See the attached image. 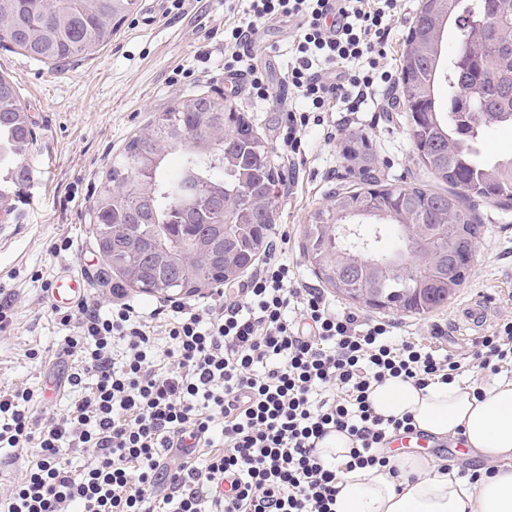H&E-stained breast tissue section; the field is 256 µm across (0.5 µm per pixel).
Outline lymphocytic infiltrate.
<instances>
[{"mask_svg": "<svg viewBox=\"0 0 512 512\" xmlns=\"http://www.w3.org/2000/svg\"><path fill=\"white\" fill-rule=\"evenodd\" d=\"M397 0H249L247 22L224 31L233 49L224 70L271 95L256 65H244L260 24L297 21L288 86L307 105L289 111L281 149L300 158L303 133L322 125L331 102L357 112L392 87L384 65ZM273 253L235 292L218 290L206 314L174 302L158 342L128 303L93 301L62 314L80 364L67 381L80 397L39 418L33 391H0V447L36 449L25 478L0 493L5 512H333L338 472L319 456L330 432L347 433L346 470L389 466L379 448L409 417L374 413L373 384L400 376L418 388L477 368L512 372V318L478 337L467 360L396 337L392 323L339 313L301 284ZM212 448L198 467L197 448ZM91 463L74 477L64 450ZM229 493L218 494L221 482Z\"/></svg>", "mask_w": 512, "mask_h": 512, "instance_id": "obj_1", "label": "lymphocytic infiltrate"}]
</instances>
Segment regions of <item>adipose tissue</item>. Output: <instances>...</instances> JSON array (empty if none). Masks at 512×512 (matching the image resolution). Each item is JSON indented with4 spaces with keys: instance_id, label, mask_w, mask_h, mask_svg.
I'll use <instances>...</instances> for the list:
<instances>
[{
    "instance_id": "ef3b65f1",
    "label": "adipose tissue",
    "mask_w": 512,
    "mask_h": 512,
    "mask_svg": "<svg viewBox=\"0 0 512 512\" xmlns=\"http://www.w3.org/2000/svg\"><path fill=\"white\" fill-rule=\"evenodd\" d=\"M369 399L379 416L408 414L424 433L463 435L475 457L494 465L495 472L471 485L444 463L398 456L392 463L404 475L399 484L384 468L341 474L334 512H512V380H500L479 395L461 381L420 389L391 377L373 385Z\"/></svg>"
}]
</instances>
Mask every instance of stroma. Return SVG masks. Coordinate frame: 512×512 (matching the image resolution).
I'll return each instance as SVG.
<instances>
[{
  "label": "stroma",
  "instance_id": "stroma-1",
  "mask_svg": "<svg viewBox=\"0 0 512 512\" xmlns=\"http://www.w3.org/2000/svg\"><path fill=\"white\" fill-rule=\"evenodd\" d=\"M422 0H398L390 20L387 70L399 74V60ZM247 0H138L137 7L111 41L90 56L54 68L0 44V74L13 82L36 131L28 164L31 179L8 215L0 216V289L11 293V320L0 330V390L27 387L41 395L37 414L63 413L75 399L71 389L51 390L76 364L65 353L71 327L53 314L44 289L62 270L85 279L88 298L103 308L123 299L143 309H162L176 299L203 306L211 289L147 294L110 270L96 247L90 207L95 191L128 140L175 100L194 94L221 93L244 112L265 142L278 174L274 224L269 239L288 235L285 257L297 277L319 288L339 312L395 323L402 337L461 358L471 339L456 324L459 308L470 300H494L492 322L512 318V206L492 202L476 206L483 225L473 268L453 299L425 315L369 309L339 297L316 274L304 255V231L315 211L329 205L336 188L354 184L343 155L347 139L365 135L376 156L373 175L380 185L425 184L408 135L406 104L390 108L386 99L367 103L360 112L335 106L327 112L337 129L335 140L322 127L305 133V154L289 164L278 147L288 109L303 103L285 77L297 47L296 26L282 20L267 24L257 44L256 62L274 97H251L244 84L224 75V30L238 24ZM69 238L70 250L53 252Z\"/></svg>",
  "mask_w": 512,
  "mask_h": 512
}]
</instances>
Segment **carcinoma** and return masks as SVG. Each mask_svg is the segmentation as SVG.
I'll list each match as a JSON object with an SVG mask.
<instances>
[{"label": "carcinoma", "mask_w": 512, "mask_h": 512, "mask_svg": "<svg viewBox=\"0 0 512 512\" xmlns=\"http://www.w3.org/2000/svg\"><path fill=\"white\" fill-rule=\"evenodd\" d=\"M137 0H0V39L24 56L55 67L109 41ZM495 0H423L400 60L405 100L416 106L408 135L427 185L367 190L338 188L305 233L307 258L336 292L375 287L383 308L427 314L448 303L456 285L448 255L463 250L481 225L475 201L512 204V159L489 158L482 142L494 126L512 125V16L499 20L495 43L471 29L466 50L471 84L483 95H458L461 49L446 50L448 26L493 12ZM234 135L217 137L224 128ZM34 130L13 83L0 75V206L30 180L27 161ZM351 175L368 182L375 155L356 134L345 147ZM172 157L177 168L169 167ZM274 171L263 142L224 96L196 94L162 112L145 133L131 138L102 179L95 235L106 265L146 293L197 291L224 285L266 251L275 207ZM361 220V234L380 237L378 254L407 249L413 226L434 243L437 264L412 275L384 263L369 264L357 248L336 239L333 225Z\"/></svg>", "instance_id": "obj_1"}]
</instances>
